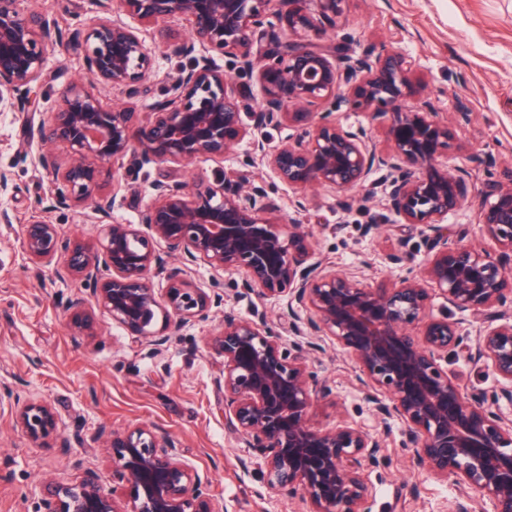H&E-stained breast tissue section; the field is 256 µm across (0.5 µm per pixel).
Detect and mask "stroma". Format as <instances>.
Returning <instances> with one entry per match:
<instances>
[{"mask_svg":"<svg viewBox=\"0 0 512 512\" xmlns=\"http://www.w3.org/2000/svg\"><path fill=\"white\" fill-rule=\"evenodd\" d=\"M38 4L66 32L84 28L97 11L96 0ZM316 42L327 48L342 44L356 56L386 50L411 57L429 101L453 133L444 152L449 164L472 173L476 192L512 180V0H344L335 32ZM181 65V58L157 54L144 93L129 98L106 89L102 103L144 117ZM82 68L80 50L51 53L39 111L0 112V168L10 170L13 182L11 195L0 200V210L10 216L9 223H0V512H46V482L77 485L92 473L104 490L121 491L101 432L140 424L150 426L158 440L177 444L182 459L206 479L216 512H308L302 491L267 487L262 457L225 423L224 395L217 386L224 360L204 345L225 313L248 318L263 311L274 322L279 302L238 294L242 273L168 257L169 267L187 268L213 304L204 318L172 329L170 341L157 349L113 324L96 307L89 286L55 277L23 251V226L42 210L64 237L95 241L106 232L89 209L50 207L52 178L39 165V124L53 109L58 90ZM194 173L261 183L286 216L312 232L314 260L370 284L415 275L427 257L420 227L401 223L383 207L380 171L371 176L373 198L365 208L349 210L340 206L341 194L333 187L300 194L263 164L240 166L233 153L198 158L186 169L154 163L130 169L118 163L104 173L102 189L108 193L113 183H121L122 203L113 216L133 223L151 203L155 183ZM302 195L307 202L300 211L296 202ZM403 249L412 255L411 263H388V254ZM76 297L94 308L98 335L83 336L74 328L65 305ZM429 315L459 324L462 343L444 363L449 373L467 391L496 398L502 382L475 358L477 318L450 310L437 294ZM308 365L329 390L312 409L313 423L331 428L344 419L382 444L377 463L363 470L372 490L368 512H448L461 497L470 512H486L476 492H464L415 459L400 420L377 416L348 353L326 338ZM29 402L48 404L56 419L54 434L39 443L16 421L18 406Z\"/></svg>","mask_w":512,"mask_h":512,"instance_id":"stroma-1","label":"stroma"}]
</instances>
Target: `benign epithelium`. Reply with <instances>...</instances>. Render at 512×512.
Returning <instances> with one entry per match:
<instances>
[{
  "mask_svg": "<svg viewBox=\"0 0 512 512\" xmlns=\"http://www.w3.org/2000/svg\"><path fill=\"white\" fill-rule=\"evenodd\" d=\"M27 0H0V112L37 110L49 52H84V72L57 96L40 127L47 150L41 167L53 174V206L92 201L96 223L109 225L100 245L66 239L44 215L24 225L28 257L50 266L65 254L60 278L95 285L93 295L130 335L157 346L172 324L205 316L209 297L182 270L166 271L157 249L180 253L215 270L241 271L243 294L287 298L279 320L296 336H330L359 365L369 398L384 419L407 427L417 460L437 476L474 490L490 512H512V418L484 399L466 394L441 366L459 347L458 323L425 321L438 289L448 304L481 318L478 360L509 384L502 398L512 405V319L502 317L512 294V183L496 185L479 209L478 223L497 251L448 242L443 223L460 210L471 173L439 160L448 148V123L438 119L409 57L388 52L354 57L341 48L312 44L301 33L336 28L341 0H98L100 14L82 30L65 34ZM314 5V9L307 5ZM138 22L133 26L122 18ZM190 24L176 38L165 26L173 17ZM153 30L147 43L141 29ZM163 51L187 60L140 121L135 113L103 105L98 88L133 96L150 79L153 55ZM229 55L234 69L256 75L263 90L258 109L244 121L234 77L211 63ZM386 115L387 150L366 129L336 124L342 105ZM288 129L276 147L263 133ZM66 141L74 155L60 167L48 146ZM245 143L242 165L261 160L282 182L299 189L330 185L373 194L370 177L386 170L385 207L405 224L432 233L431 255L419 274L372 286L356 276L312 261L307 238L260 184L244 179L197 176L192 182H159L138 224L112 221L119 186L98 197L105 168L130 157L131 164L186 167L200 157H222ZM167 273L165 297L152 275ZM74 325L93 336L95 320L84 300L68 303ZM312 312L301 320L299 311ZM224 358V418L265 462L271 489H300L314 512H367L370 490L361 476L378 461L380 441L358 426L317 429L314 402L328 395L313 383L307 361L317 344L287 346L265 316H224L207 339ZM18 424L34 441L55 429L51 408L27 403ZM116 473L131 494L118 500L93 475L77 486H45L49 512H215L201 475L180 458L173 441L159 442L139 426L112 434Z\"/></svg>",
  "mask_w": 512,
  "mask_h": 512,
  "instance_id": "obj_1",
  "label": "benign epithelium"
}]
</instances>
